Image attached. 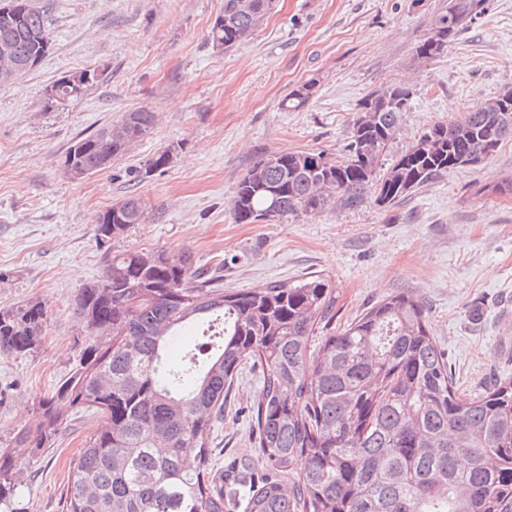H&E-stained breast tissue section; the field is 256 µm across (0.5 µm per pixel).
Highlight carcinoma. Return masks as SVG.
<instances>
[{
    "label": "carcinoma",
    "instance_id": "carcinoma-1",
    "mask_svg": "<svg viewBox=\"0 0 512 512\" xmlns=\"http://www.w3.org/2000/svg\"><path fill=\"white\" fill-rule=\"evenodd\" d=\"M490 6L446 0L416 44L418 62L445 54ZM272 10L273 0H224L210 44L241 43ZM41 33L51 29L32 3L11 26L0 23V44H10L17 75L49 52L35 39ZM88 87L61 84L60 97L47 105ZM314 88L310 81L291 90L282 108L305 106ZM413 96L398 82L363 98L340 159L295 151L254 161L231 198L235 221L354 209L368 198L390 209L467 162L482 165L512 138L506 88L432 125L386 167ZM156 120L145 108L128 112L76 139L62 165L83 178L109 169ZM169 165L167 150H159L138 175ZM470 189L475 197L512 196V175ZM144 220L140 198L127 196L99 214L98 236L108 241ZM336 302L331 279L321 274L226 291L190 253L108 256L101 278L77 300L85 323L78 362L39 402L36 429L18 432L0 452V505L16 497L22 458L54 444L67 422L64 405L100 420L73 461L66 512H229L223 481L213 474L212 434L250 359L262 372L251 414L259 456L290 481H249L243 512H512V376L462 401L422 302L392 296L340 330L332 327ZM45 317L38 302L1 307L0 355L36 349Z\"/></svg>",
    "mask_w": 512,
    "mask_h": 512
}]
</instances>
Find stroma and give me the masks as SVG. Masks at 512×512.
<instances>
[{"mask_svg": "<svg viewBox=\"0 0 512 512\" xmlns=\"http://www.w3.org/2000/svg\"><path fill=\"white\" fill-rule=\"evenodd\" d=\"M444 0H276L240 44L208 41L224 0H35L52 47L31 71L0 87V307L41 302L39 348L0 356V448L35 427L39 401L75 366L83 323L76 299L102 274L107 253L192 252L229 290L305 273L336 285V326L376 303L421 299L461 399L512 375V199L469 187L512 173V141L477 168L420 188L391 210L354 209L238 224L230 200L261 155L344 154L350 120L370 92L405 81L415 95L391 153L431 125L458 117L512 87V0H492L487 21L447 53L418 64L415 45ZM97 67L99 82L49 107L45 91L67 72ZM315 81L303 108L290 90ZM146 108L158 120L112 167L80 181L62 173L72 142ZM176 146L165 171L138 177L155 152ZM129 195L145 220L104 242L100 211ZM258 366L244 363L214 434V469L262 472L251 410ZM96 415L69 412L53 447L26 457L23 512H65L70 468Z\"/></svg>", "mask_w": 512, "mask_h": 512, "instance_id": "obj_1", "label": "stroma"}]
</instances>
